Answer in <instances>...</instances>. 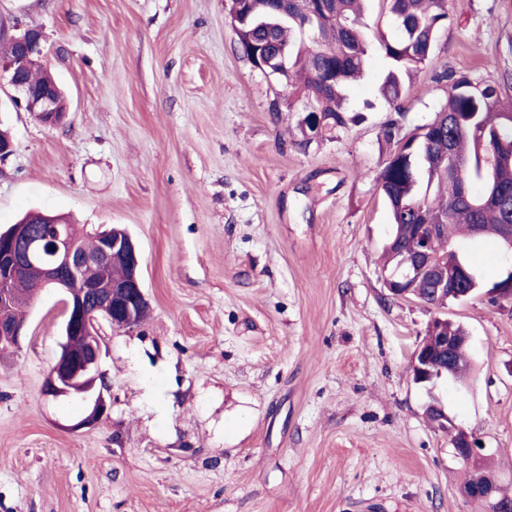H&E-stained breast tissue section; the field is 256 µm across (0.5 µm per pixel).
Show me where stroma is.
Instances as JSON below:
<instances>
[{"mask_svg": "<svg viewBox=\"0 0 512 512\" xmlns=\"http://www.w3.org/2000/svg\"><path fill=\"white\" fill-rule=\"evenodd\" d=\"M450 10L434 70L512 71V0ZM26 26L44 32L68 115L43 126L0 80L15 145L0 228L29 211L125 228L150 311L104 326L108 412L79 430L81 402L42 392L61 297L34 300L21 348L0 354V512H481L412 378L431 314L383 282V59L351 92L376 104L365 121L304 149L228 0H0V49ZM433 72L413 80L407 128L446 101ZM461 248L483 281L512 266L493 239ZM447 313L472 370L436 393L512 496V306L476 296Z\"/></svg>", "mask_w": 512, "mask_h": 512, "instance_id": "35a3bbf8", "label": "stroma"}]
</instances>
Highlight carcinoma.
Here are the masks:
<instances>
[{
	"label": "carcinoma",
	"instance_id": "cac0c4a2",
	"mask_svg": "<svg viewBox=\"0 0 512 512\" xmlns=\"http://www.w3.org/2000/svg\"><path fill=\"white\" fill-rule=\"evenodd\" d=\"M292 0L288 16L273 18L269 0H242L233 30L252 64L263 62L288 77V100L275 111L319 112L323 136L358 125L364 117L348 107L350 87L363 77L369 60L385 61L379 91L395 116L382 129L393 145L375 178L391 217L385 258L391 287L403 297L440 311L458 301L462 289L487 296L500 307L512 302V277L492 283L455 250L457 237L475 240L491 235L504 247V225L512 224V206L485 199L493 185L512 198V73L495 80L444 69L437 81L448 83L446 102L433 118L403 131L404 100L410 81L434 63L436 40L451 23L449 0H382L388 10V30L371 36L362 21L363 0ZM272 39L284 57L273 62L257 59L256 46ZM407 224H435V269L448 288L432 289L431 273L411 268L408 259L419 241L407 235ZM448 335L458 339L446 359L431 360L440 381H459L469 365L466 329L448 321Z\"/></svg>",
	"mask_w": 512,
	"mask_h": 512
}]
</instances>
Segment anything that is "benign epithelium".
Instances as JSON below:
<instances>
[{
  "mask_svg": "<svg viewBox=\"0 0 512 512\" xmlns=\"http://www.w3.org/2000/svg\"><path fill=\"white\" fill-rule=\"evenodd\" d=\"M44 34L37 27L26 28L10 38L15 53L0 58V77L5 76L13 88V100L34 115L42 124L55 127L66 117L63 94L51 81L35 86L27 78L28 72L45 65ZM45 221L52 229L48 238L49 262L41 265L43 272L40 290L63 293L66 314L62 326L60 354L51 366L43 385L47 397L57 398L72 393L84 394L89 400L88 414L71 429L79 430L103 419L108 405L103 396L104 386L98 373L101 355V324L104 316L113 327H133L142 322L149 311L141 278V254L129 234L120 228L96 233L98 249L87 252L78 247L77 232L57 216L47 215ZM411 232L420 239L422 247L417 259L429 262L435 247V229L432 224H413ZM36 240L31 238L24 224H14L0 231V347L14 350L21 347L26 337V324L13 320L9 306L22 298L16 288L25 268L35 264ZM114 265L125 268L119 279L86 281L84 270L96 267L106 271ZM453 337L448 330L434 336L428 345L416 349L420 364L416 368L422 376L430 374L428 365L432 355L451 350ZM439 421L454 425L457 436L451 442L456 459L475 464L486 457L487 448L480 438L443 414ZM501 492L496 476L481 474L463 495L468 499L494 502Z\"/></svg>",
  "mask_w": 512,
  "mask_h": 512,
  "instance_id": "obj_1",
  "label": "benign epithelium"
}]
</instances>
